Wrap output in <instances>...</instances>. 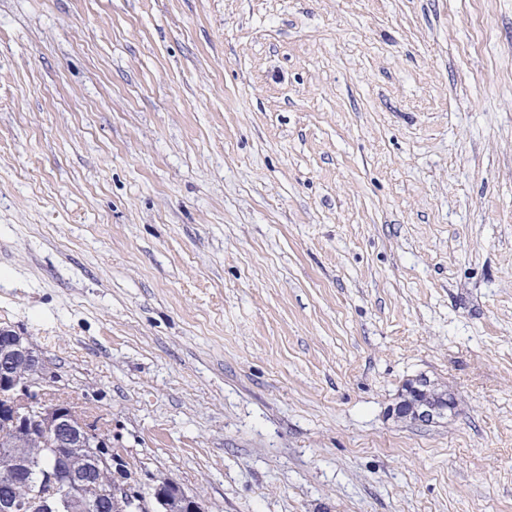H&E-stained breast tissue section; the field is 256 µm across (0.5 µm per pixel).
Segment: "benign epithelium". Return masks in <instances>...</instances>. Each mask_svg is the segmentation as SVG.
<instances>
[{
    "instance_id": "7a95c632",
    "label": "benign epithelium",
    "mask_w": 512,
    "mask_h": 512,
    "mask_svg": "<svg viewBox=\"0 0 512 512\" xmlns=\"http://www.w3.org/2000/svg\"><path fill=\"white\" fill-rule=\"evenodd\" d=\"M21 362L32 367L27 376L10 371V366ZM55 383L42 355L28 337L22 333L0 328V414L12 416L14 423L22 428L38 429L50 449L82 448L86 456V471L64 476L55 485L56 501L67 506L71 512H96L99 498H121L137 494V488L130 484H119L120 492H96L88 479V471L101 466L114 465L124 450L112 448V437L97 428L82 414L67 403H51L45 397L47 388ZM424 383L408 385L411 393L407 399L394 405V416L414 417L422 422H432L439 411L423 398ZM154 485L168 484L175 488V495L181 503L190 506L191 512H200L202 503L193 494L178 484L152 478Z\"/></svg>"
}]
</instances>
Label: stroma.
I'll use <instances>...</instances> for the list:
<instances>
[{
	"instance_id": "obj_1",
	"label": "stroma",
	"mask_w": 512,
	"mask_h": 512,
	"mask_svg": "<svg viewBox=\"0 0 512 512\" xmlns=\"http://www.w3.org/2000/svg\"><path fill=\"white\" fill-rule=\"evenodd\" d=\"M1 326L205 512H512V0H0ZM424 385H426V382H416L408 385L411 393L407 396L405 402H399L392 407V415L414 417L422 422H433L437 414L443 410L438 411L436 407L430 406L426 399L422 397L425 393L422 389Z\"/></svg>"
}]
</instances>
